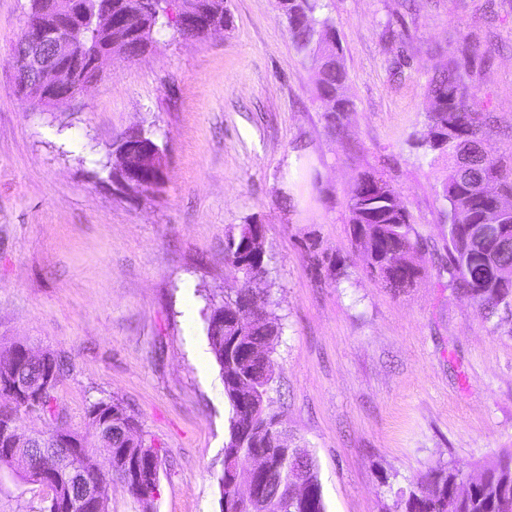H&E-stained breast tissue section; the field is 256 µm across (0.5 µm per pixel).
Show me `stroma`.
I'll return each mask as SVG.
<instances>
[{"label":"stroma","mask_w":512,"mask_h":512,"mask_svg":"<svg viewBox=\"0 0 512 512\" xmlns=\"http://www.w3.org/2000/svg\"><path fill=\"white\" fill-rule=\"evenodd\" d=\"M351 109L330 120L278 0H227L231 23L166 31L87 93L37 111L7 64L29 0H0V347L65 356L56 390L92 436L117 398L158 450L154 512H219L229 406L206 295L243 279L224 242L264 227L283 324L269 410L319 465L327 512H384L436 463L470 476L512 448V323L492 328L448 284L450 159L426 152L429 78L467 43L488 147L512 154V0H326ZM153 133L162 185L124 195L112 147ZM382 173L423 249L410 288L384 287L351 238L357 178ZM48 491L0 469V512Z\"/></svg>","instance_id":"stroma-1"}]
</instances>
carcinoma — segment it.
Returning <instances> with one entry per match:
<instances>
[{"instance_id": "carcinoma-1", "label": "carcinoma", "mask_w": 512, "mask_h": 512, "mask_svg": "<svg viewBox=\"0 0 512 512\" xmlns=\"http://www.w3.org/2000/svg\"><path fill=\"white\" fill-rule=\"evenodd\" d=\"M209 21L227 22L224 0H183ZM112 15L117 25L98 32L72 31L76 52L86 60L83 81H95L104 63L119 56L129 59L149 47L154 34L168 29L183 37L204 39L203 31L179 28L168 14V3L159 0L154 12H137L136 0H114ZM320 0H288L283 15L294 46L318 66V92L325 111L336 115L351 107L343 93L346 72L342 49L330 19H319ZM470 74L453 56L445 69L434 73L427 90L432 108L426 113L427 150L446 154L452 160L443 197L448 203V265L450 285L468 296L483 318L490 322L512 321V167L483 150L494 133L490 112L478 109L476 94L469 84ZM352 240L365 255L370 273L389 288H410L419 276L417 258L420 242L413 237L409 215L398 193L383 176L366 172L357 179L349 200ZM474 224H506L509 243L494 253L467 229ZM257 225L243 224L238 235L230 236L224 259L241 265L243 287L224 293V298L206 296V333L210 351L220 368L224 397L229 405L224 455L250 460L260 456L266 468H238L218 476L220 500L227 512H327L319 466L306 448H291L277 439L281 419L266 412V396L274 382L271 354L282 327L275 313L277 303L270 292L249 288L257 273L253 265L242 264L243 253L262 247ZM52 376L50 392L43 404L56 405L58 384L65 377L60 356L48 352L32 356L21 345L8 350L0 361V380L10 378L24 386L39 385ZM27 411L0 393V468H18L22 477L37 481L46 467L41 436L12 450L9 441L22 425ZM90 426L105 447L114 449L112 475L96 479L98 491L95 512H110L109 487L112 477L124 475V459L137 460L145 477L129 486V492L145 507H150L159 491V455L144 434L131 432L138 423L117 399H101L87 411ZM68 435L79 448L68 466L83 470L93 461L92 448L71 424L63 422ZM302 461L303 483L298 493L281 494L291 486L292 471ZM237 484H251L258 490L255 500L240 504L235 499ZM388 512H512V449H505L480 466V474L463 480L459 470L437 463L420 474L409 491L395 492Z\"/></svg>"}]
</instances>
